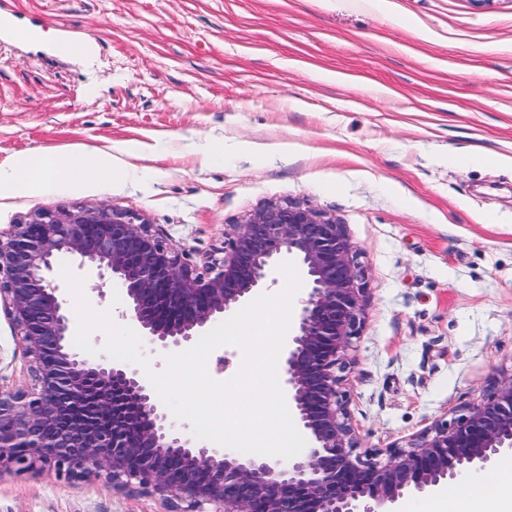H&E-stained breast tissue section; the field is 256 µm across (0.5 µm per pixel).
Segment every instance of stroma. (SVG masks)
Wrapping results in <instances>:
<instances>
[{"label": "stroma", "instance_id": "obj_1", "mask_svg": "<svg viewBox=\"0 0 512 512\" xmlns=\"http://www.w3.org/2000/svg\"><path fill=\"white\" fill-rule=\"evenodd\" d=\"M73 41L84 54L60 52ZM32 151L126 175L0 197L2 232L105 204L199 267L270 202L344 224L367 306L340 390L365 450L512 375V169L488 161L512 156V0H0V163ZM34 384L0 298V386ZM0 512L165 505L13 467Z\"/></svg>", "mask_w": 512, "mask_h": 512}]
</instances>
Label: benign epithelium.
I'll return each mask as SVG.
<instances>
[{"label": "benign epithelium", "mask_w": 512, "mask_h": 512, "mask_svg": "<svg viewBox=\"0 0 512 512\" xmlns=\"http://www.w3.org/2000/svg\"><path fill=\"white\" fill-rule=\"evenodd\" d=\"M224 237L222 256L200 270L140 215L107 205L44 209L0 235V294L36 377L32 394L0 387V469L41 464L75 478L103 475L170 502L171 512H396L404 496L444 490L512 451V375L385 458L360 451L338 371L363 326L367 288L344 225L272 202ZM285 257L298 263L307 291L280 381L309 444L287 460L193 442L139 369L71 348L66 300L48 278L59 261L78 262L99 296L121 291V317L151 354L166 356L251 302Z\"/></svg>", "instance_id": "obj_1"}]
</instances>
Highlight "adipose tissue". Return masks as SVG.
Listing matches in <instances>:
<instances>
[{
  "label": "adipose tissue",
  "instance_id": "adipose-tissue-1",
  "mask_svg": "<svg viewBox=\"0 0 512 512\" xmlns=\"http://www.w3.org/2000/svg\"><path fill=\"white\" fill-rule=\"evenodd\" d=\"M106 157L65 158L31 152L9 164H0V197L10 196L24 187L37 186L42 193H54L68 179H92L109 185L122 178ZM512 487V458L501 461L494 476L457 485L450 496H435L411 505L408 512H480L481 503L497 498L503 486Z\"/></svg>",
  "mask_w": 512,
  "mask_h": 512
}]
</instances>
